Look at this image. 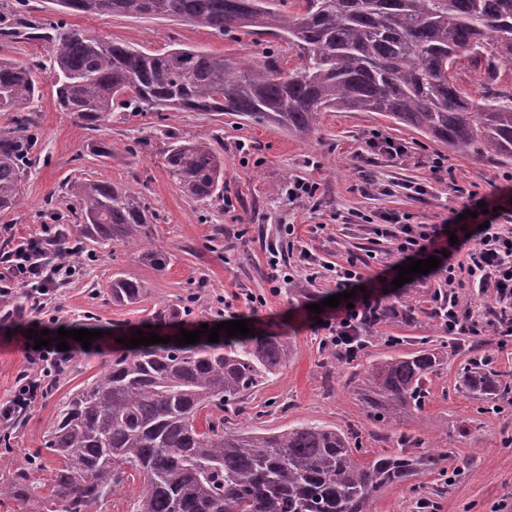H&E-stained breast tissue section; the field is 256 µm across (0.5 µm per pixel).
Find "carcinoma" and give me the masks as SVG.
<instances>
[{
    "instance_id": "1",
    "label": "carcinoma",
    "mask_w": 512,
    "mask_h": 512,
    "mask_svg": "<svg viewBox=\"0 0 512 512\" xmlns=\"http://www.w3.org/2000/svg\"><path fill=\"white\" fill-rule=\"evenodd\" d=\"M70 12L182 20L218 32L241 29L284 41L301 61L287 73L191 48L157 54L119 41L63 32L52 48L55 100L93 128L112 107L138 111L231 113L306 138L323 112H381L454 153L512 164V93L467 95L458 61L496 83L512 71V0H59ZM32 67L0 60V111L16 112L0 133V211L24 203L21 183L34 136L23 111L40 96ZM163 167L184 196L224 195V158L203 139L177 141ZM68 191L83 202L79 236L100 247L135 246L153 235L148 208L128 186L85 180ZM139 260L157 270L160 249ZM112 299L134 303L142 284L112 276ZM173 306L154 307L156 327L175 322ZM292 338L256 331L190 345L112 350V360L75 390L56 414L45 448L59 458L54 512H98L135 469L143 476L133 512H372L386 488L409 485L449 453L418 454L421 440L400 436L406 453L364 461L361 446L331 427L304 423L271 433L226 432L225 411L288 361ZM448 342L374 364L358 383L366 417L390 426L422 410L429 376L445 364ZM459 391L512 408V374L467 359ZM205 424L198 425L200 415ZM38 481L26 468L13 489Z\"/></svg>"
}]
</instances>
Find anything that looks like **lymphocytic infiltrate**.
<instances>
[{"instance_id":"1","label":"lymphocytic infiltrate","mask_w":512,"mask_h":512,"mask_svg":"<svg viewBox=\"0 0 512 512\" xmlns=\"http://www.w3.org/2000/svg\"><path fill=\"white\" fill-rule=\"evenodd\" d=\"M454 192L465 199L470 218L462 220L453 215L438 224H414L409 215L390 213L384 215L382 223L371 225L370 232L389 241L394 265L435 255L440 257V268L446 272L451 286L464 278L477 292L493 291L501 318L498 334L512 339V228H504L501 223L502 218L512 214V195H483L460 186ZM453 235L458 238L454 244L449 241ZM461 251L466 254L462 262L455 258ZM300 256L312 277L327 273L338 291L355 293L352 304H339L323 318L322 345L339 353L362 351L366 341L361 326L370 312L381 307L387 288L385 276L392 273L394 265L385 266L383 278L366 283L357 270L356 260L323 267L308 251H301ZM71 274V266L58 255L55 225H43L39 234L15 241L9 256L0 262V302L19 296L48 300L59 281ZM431 300L451 335L476 332L485 321L484 315L472 307L461 306L452 290L435 291ZM24 347L29 367L17 379L12 396L0 402L1 427L12 425L19 414L47 398L53 382L81 344L73 340L67 350L60 351L53 345L36 348L34 340L28 339Z\"/></svg>"}]
</instances>
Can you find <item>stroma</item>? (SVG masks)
Instances as JSON below:
<instances>
[{"instance_id":"stroma-1","label":"stroma","mask_w":512,"mask_h":512,"mask_svg":"<svg viewBox=\"0 0 512 512\" xmlns=\"http://www.w3.org/2000/svg\"><path fill=\"white\" fill-rule=\"evenodd\" d=\"M77 30L108 40L125 41L154 53L187 46L240 60L282 62L286 45L267 35L218 33L184 21L127 15H82L61 9L53 0H0V60L36 68L42 93L30 105L36 137L33 163L22 182L25 203L0 212V257L14 238L39 233L45 224H71L82 210L66 185L85 179L134 187L154 215V241L169 255L165 270L139 262L122 247L87 243L75 276L61 282L46 307L17 298L23 313L15 327L0 325V401L10 397L18 375L27 368L22 337L37 322L58 316L66 329H100L96 348L77 352L48 398L37 401L10 429H0V479L38 460L43 484L28 498L0 494V512H43L47 482L59 465L45 447L47 431L69 394L110 362L116 337L143 328L161 304L196 303L191 315L167 326V333L216 326L231 320L291 336L288 365L249 394L242 412L224 413L230 431H278L314 422L357 433L361 456L397 453L398 436L408 433L433 446L440 434L466 428L457 438L452 465L424 474L421 494L403 487L381 492L373 512H421L426 497L437 512H512V412H480L477 401L458 389L467 356L449 353L429 388L422 412L400 428L369 421L353 389L367 367L389 356L419 348L422 337L442 333L430 312L434 290L445 289L443 276L392 289L386 301L420 310L418 324L390 319L376 327L378 338L356 360L327 358L316 315L289 287L309 288L319 297L335 295L327 278L308 281L297 253L284 250L282 262L294 277L291 286L273 288L268 279L271 246L282 244L294 225L304 246L331 264L352 254L365 256L364 280L383 270L388 243L362 230L363 218L379 221L387 213L410 215L415 224H437L461 209L453 184L474 185L483 194L512 189V165L495 164L449 152L442 143L408 130L375 112H325L314 135L299 138L232 114L216 112H136L114 108L109 121L81 127L75 113L61 110L52 89L51 50L58 33ZM380 132L406 148L392 158L372 154L367 141ZM209 140L224 158V195L199 204L185 197L163 167L162 155L181 139ZM108 144L106 157L92 155L90 143ZM448 158V170H430L436 155ZM297 180L316 183L314 198L293 199L288 186ZM419 184L424 194L411 192ZM120 272L141 282L137 302L113 301L109 284Z\"/></svg>"}]
</instances>
